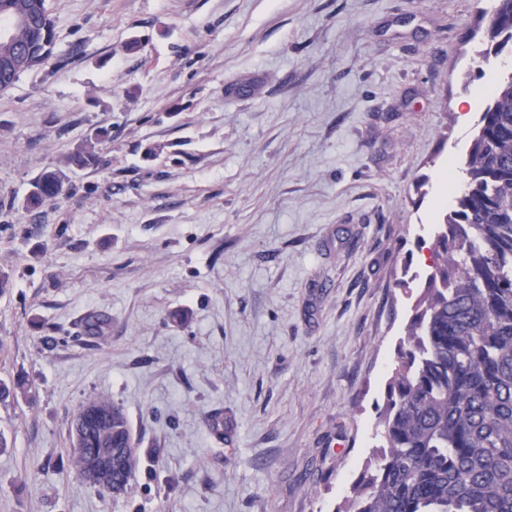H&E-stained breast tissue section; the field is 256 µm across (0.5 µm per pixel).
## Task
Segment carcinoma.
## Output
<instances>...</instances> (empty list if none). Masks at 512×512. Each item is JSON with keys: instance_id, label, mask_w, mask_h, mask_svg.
I'll return each instance as SVG.
<instances>
[{"instance_id": "cac0c4a2", "label": "carcinoma", "mask_w": 512, "mask_h": 512, "mask_svg": "<svg viewBox=\"0 0 512 512\" xmlns=\"http://www.w3.org/2000/svg\"><path fill=\"white\" fill-rule=\"evenodd\" d=\"M18 13L28 22L0 42V65L12 68L1 94L32 68L25 51L43 63L54 39L46 0H0V19ZM487 33L496 55L512 44V0H495ZM106 135L77 145L69 165L95 166ZM460 170L386 382L383 430L337 512H512V78L488 94ZM64 193L60 172L46 169L24 207ZM80 408L99 415L74 413L72 469L91 485L94 465L110 456L112 489L125 493L138 464L126 413L106 396Z\"/></svg>"}]
</instances>
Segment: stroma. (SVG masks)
I'll list each match as a JSON object with an SVG mask.
<instances>
[{
  "instance_id": "stroma-1",
  "label": "stroma",
  "mask_w": 512,
  "mask_h": 512,
  "mask_svg": "<svg viewBox=\"0 0 512 512\" xmlns=\"http://www.w3.org/2000/svg\"><path fill=\"white\" fill-rule=\"evenodd\" d=\"M491 3L48 0L50 59L0 95V512L343 505L415 302L395 282L512 57L476 59ZM99 395L139 453L117 497L67 459ZM106 135V130H98L94 137H91L85 142L77 145L68 158L71 168H76L81 171L95 166L98 163L95 144L100 138L105 137ZM65 193L64 180L56 169H45L31 183V189L24 200L27 210H35L48 199L58 198Z\"/></svg>"
}]
</instances>
